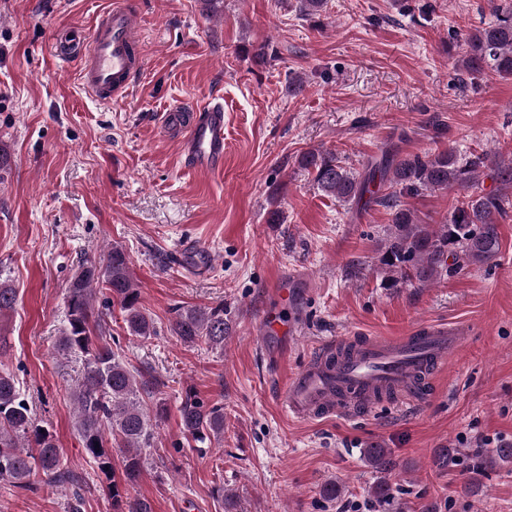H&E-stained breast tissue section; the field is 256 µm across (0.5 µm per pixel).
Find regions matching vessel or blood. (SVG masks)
Wrapping results in <instances>:
<instances>
[{
  "label": "vessel or blood",
  "mask_w": 512,
  "mask_h": 512,
  "mask_svg": "<svg viewBox=\"0 0 512 512\" xmlns=\"http://www.w3.org/2000/svg\"><path fill=\"white\" fill-rule=\"evenodd\" d=\"M136 11L131 0H113L94 25L87 43L60 41L59 60L81 58L79 79L85 91L99 103L112 105L126 96L143 70L138 55ZM183 125L180 147L190 167L216 171L224 165V104L211 99L185 115L183 108L167 112L164 127ZM274 304L259 321L262 339H280L298 333L299 323L288 319L284 305L290 290L283 281L272 286ZM463 333L438 326H422L394 340H368L348 357L329 361L326 353L312 356L286 382L281 402L288 416L313 420L334 415L351 416L368 406L378 394L391 391L415 402L422 390L419 380L429 378L448 361L449 354L464 343Z\"/></svg>",
  "instance_id": "vessel-or-blood-1"
}]
</instances>
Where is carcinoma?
I'll return each instance as SVG.
<instances>
[{
	"label": "carcinoma",
	"instance_id": "carcinoma-1",
	"mask_svg": "<svg viewBox=\"0 0 512 512\" xmlns=\"http://www.w3.org/2000/svg\"><path fill=\"white\" fill-rule=\"evenodd\" d=\"M494 4L493 20L481 22L463 41L457 62L459 72L470 79L486 73L512 78V4ZM300 166L313 175L317 188L327 196L352 204L366 201L391 211V224L383 241L380 264L386 286L415 282L426 287L442 274L465 267L490 264L501 252L499 221L512 205V158L500 159L488 152L463 155L452 149L402 155L387 149L380 159L368 163L359 174L345 166L336 153L310 150L302 154ZM491 178L496 187L482 188ZM458 190L456 204L439 224H425L404 203L405 198L425 192ZM129 257L111 247L98 262L88 260L70 281L66 296V327L57 340L58 351L84 357L83 367L72 385L75 429L83 447L107 481L114 512H153L145 498H132L127 486L142 475L143 449L152 445L157 423L138 398L145 386L132 374L110 343L93 340V331L103 332V314L93 315L96 292L102 307L120 305L124 321L134 336L157 335L151 317L141 305V293L130 279ZM16 290L0 279V317L14 311ZM97 317L96 324L91 318ZM170 330L184 343L224 347L230 325L224 306L177 308ZM183 431L203 443L207 435L224 433V409L187 396L180 409ZM119 448L122 475H117L110 447ZM43 474L57 485L70 480L60 469V448L49 430L35 425L34 412L22 396L11 372L0 370V480L27 489L32 478ZM373 496L388 502L393 488L381 476L373 485Z\"/></svg>",
	"mask_w": 512,
	"mask_h": 512
}]
</instances>
